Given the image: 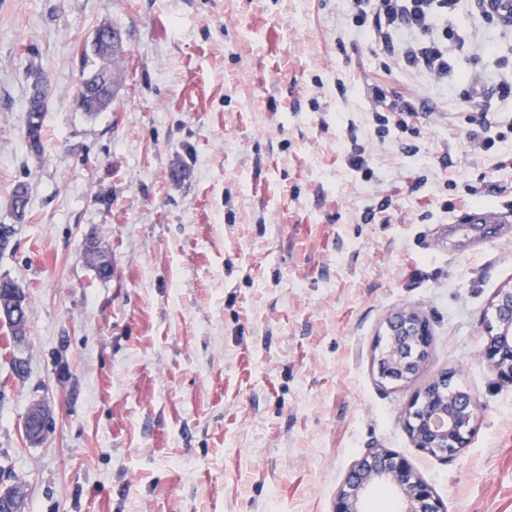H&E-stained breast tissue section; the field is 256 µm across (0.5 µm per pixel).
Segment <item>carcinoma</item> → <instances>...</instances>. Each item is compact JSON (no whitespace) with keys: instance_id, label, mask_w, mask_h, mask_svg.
I'll list each match as a JSON object with an SVG mask.
<instances>
[{"instance_id":"obj_1","label":"carcinoma","mask_w":512,"mask_h":512,"mask_svg":"<svg viewBox=\"0 0 512 512\" xmlns=\"http://www.w3.org/2000/svg\"><path fill=\"white\" fill-rule=\"evenodd\" d=\"M110 33L112 25L101 24L97 30L98 45L90 50L85 48L81 53L82 82L78 89L77 101L79 108L89 115L106 110L116 94L117 76L111 62L119 59L122 51L112 48V39L108 38ZM44 108L45 93L36 83L29 100L27 122H32L33 115L38 117V121L26 134L30 149L36 153L41 150ZM86 253L99 276L105 278L110 275L111 264L105 259L96 240H89Z\"/></svg>"}]
</instances>
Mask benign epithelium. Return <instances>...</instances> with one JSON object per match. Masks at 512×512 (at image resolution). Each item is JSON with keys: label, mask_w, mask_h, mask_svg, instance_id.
Returning <instances> with one entry per match:
<instances>
[{"label": "benign epithelium", "mask_w": 512, "mask_h": 512, "mask_svg": "<svg viewBox=\"0 0 512 512\" xmlns=\"http://www.w3.org/2000/svg\"><path fill=\"white\" fill-rule=\"evenodd\" d=\"M482 9L504 26L512 25V0H482ZM431 352L429 325L414 309L403 308L387 321L384 336L373 356L378 377L390 384L411 381ZM483 357L497 378L512 384V287L500 290L491 302ZM480 411L470 392L452 388L444 374L418 395L407 411V427L414 447L442 458L453 457L469 444L472 425ZM54 424L43 400L29 409L23 432L29 443H41ZM393 489L401 499V512H445L432 488L398 454L383 448L367 451L357 461L340 490L334 512H363L371 489Z\"/></svg>", "instance_id": "obj_1"}]
</instances>
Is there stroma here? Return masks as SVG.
<instances>
[{
	"label": "stroma",
	"mask_w": 512,
	"mask_h": 512,
	"mask_svg": "<svg viewBox=\"0 0 512 512\" xmlns=\"http://www.w3.org/2000/svg\"><path fill=\"white\" fill-rule=\"evenodd\" d=\"M377 11L0 0V277L27 306L22 342L0 323V468L24 512H333L372 448L407 459L445 512H512V385L483 358L512 286V28L459 0L438 23L440 77L378 41ZM105 22L124 34L121 79L90 116L80 52ZM406 307L431 355L385 385L371 352ZM445 373L482 406L448 460L414 447L405 415ZM37 400L56 423L33 446ZM44 108H45V93L42 90L41 86L37 82L33 86V93L29 100V106H28V111H27L28 112L27 127L32 122L33 115H37L38 121L35 122V126L33 128H31L29 133L26 130V138L28 140L30 149L36 153L40 152V150H41Z\"/></svg>",
	"instance_id": "stroma-1"
}]
</instances>
